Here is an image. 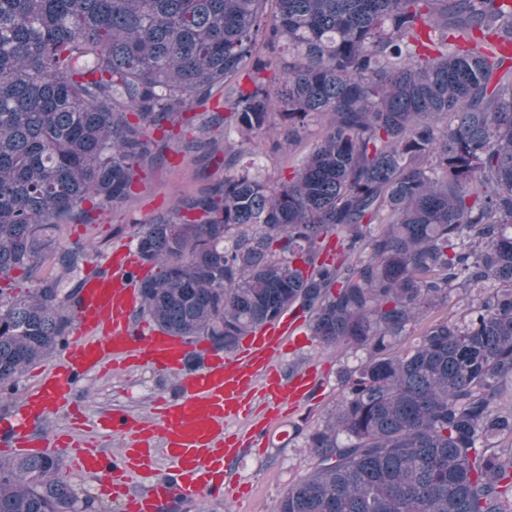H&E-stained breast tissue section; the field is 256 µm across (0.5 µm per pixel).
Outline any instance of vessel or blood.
<instances>
[{"label":"vessel or blood","instance_id":"1","mask_svg":"<svg viewBox=\"0 0 512 512\" xmlns=\"http://www.w3.org/2000/svg\"><path fill=\"white\" fill-rule=\"evenodd\" d=\"M149 271L127 244L113 249L103 273L89 277L79 295L75 335L51 369L41 374L20 406L0 418V451L65 453L70 469L98 479L101 494L121 501L122 512H174L179 504L207 496L234 501L247 492L232 474L246 447L310 395L317 380L309 368L282 378L278 362L302 335L301 320L283 314L246 336L234 354L192 344L148 324H134L139 284ZM145 367L176 376V394L159 397L149 416L115 410L89 420L76 388L105 368ZM72 417L65 432L36 435L60 411ZM120 434L122 448L109 457L95 434ZM164 460L170 474L155 479ZM147 489L130 493L132 477Z\"/></svg>","mask_w":512,"mask_h":512}]
</instances>
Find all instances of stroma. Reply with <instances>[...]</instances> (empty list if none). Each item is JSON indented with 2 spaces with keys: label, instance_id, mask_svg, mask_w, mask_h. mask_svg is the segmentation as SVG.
<instances>
[{
  "label": "stroma",
  "instance_id": "35a3bbf8",
  "mask_svg": "<svg viewBox=\"0 0 512 512\" xmlns=\"http://www.w3.org/2000/svg\"><path fill=\"white\" fill-rule=\"evenodd\" d=\"M223 101V90L214 91L210 104L197 109L191 125L171 127L160 138L158 153L139 168L133 193L125 203L100 211L96 223L64 225L62 248L79 246L84 254L72 267L63 265L58 256H51L41 267V277L60 280L68 290L76 288L101 268L115 245L135 244L140 225L173 217L176 195L196 193L223 179L225 159L238 150L236 144L225 141L223 126L209 121L210 113L219 111ZM318 133V126H311L306 141L291 155L273 148L268 138L255 141L253 149L274 179L285 180L297 159L308 153ZM191 140L201 141L202 149L187 151L185 145ZM368 357V349L326 346L314 336H305L280 367L288 375L316 367L318 382L310 398L283 422L286 438L271 436L266 448L244 453L235 464V471L250 484L242 504L201 497L183 504L178 512H270L288 488L313 469L315 458L308 446V435L324 425L329 410L341 396L347 373ZM176 386V377L147 368L130 369L83 379L77 386V398L91 417L114 408L144 415L155 397L173 393Z\"/></svg>",
  "mask_w": 512,
  "mask_h": 512
}]
</instances>
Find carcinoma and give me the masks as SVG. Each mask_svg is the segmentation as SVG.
Wrapping results in <instances>:
<instances>
[{"label": "carcinoma", "instance_id": "1", "mask_svg": "<svg viewBox=\"0 0 512 512\" xmlns=\"http://www.w3.org/2000/svg\"><path fill=\"white\" fill-rule=\"evenodd\" d=\"M501 2L0 0V395L69 335L79 289L37 276L58 224L124 202L148 132L222 86L229 116L211 121L239 150L177 219L140 226V311L229 353L293 306L322 343L370 350L273 512H512V58L487 41L512 37ZM324 117L288 181L241 162ZM18 273L34 286L13 296ZM62 469L0 460V512H81Z\"/></svg>", "mask_w": 512, "mask_h": 512}]
</instances>
